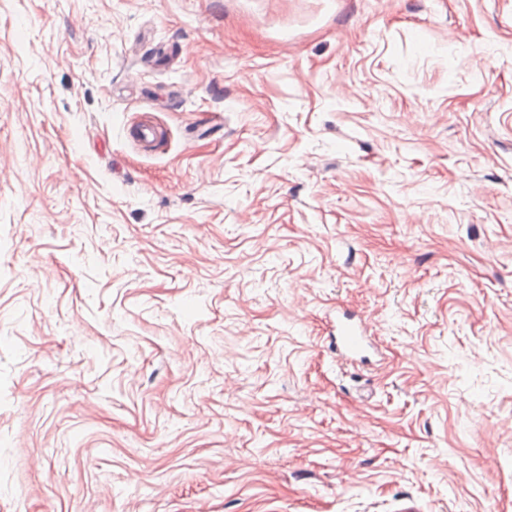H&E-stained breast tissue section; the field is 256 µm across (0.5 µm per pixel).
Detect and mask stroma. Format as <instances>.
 I'll return each instance as SVG.
<instances>
[{
    "instance_id": "obj_1",
    "label": "stroma",
    "mask_w": 512,
    "mask_h": 512,
    "mask_svg": "<svg viewBox=\"0 0 512 512\" xmlns=\"http://www.w3.org/2000/svg\"><path fill=\"white\" fill-rule=\"evenodd\" d=\"M410 506L512 512V0H0V512ZM332 334L330 345L336 351V358L344 361H356L363 353L374 349L365 325L361 321L354 322L345 313L342 317L336 316V335Z\"/></svg>"
}]
</instances>
